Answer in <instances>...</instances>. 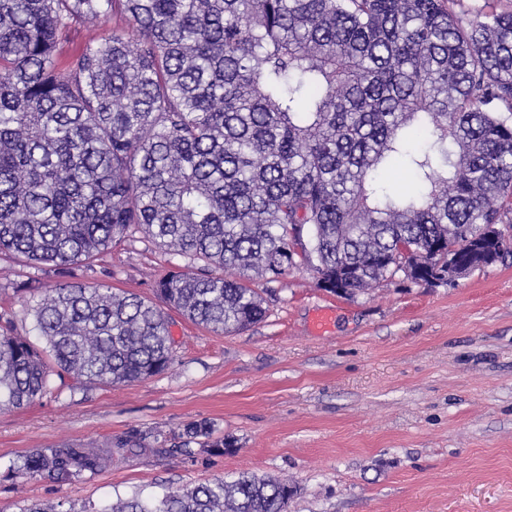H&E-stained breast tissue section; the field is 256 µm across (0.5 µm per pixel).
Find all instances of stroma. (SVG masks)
<instances>
[{"instance_id": "1", "label": "stroma", "mask_w": 512, "mask_h": 512, "mask_svg": "<svg viewBox=\"0 0 512 512\" xmlns=\"http://www.w3.org/2000/svg\"><path fill=\"white\" fill-rule=\"evenodd\" d=\"M181 264L139 234L69 278L151 299ZM63 279L0 254V326L33 336L27 285ZM264 299L265 318L228 336L168 310L173 360L148 380L55 378L31 404L0 410V512L34 501L98 512L242 471L296 484L289 512H512V262L352 298L292 268ZM324 311L332 322L320 331ZM201 422L233 450L181 452ZM126 436L145 450L80 481L11 475L32 449Z\"/></svg>"}]
</instances>
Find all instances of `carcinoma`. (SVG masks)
<instances>
[{"instance_id":"1","label":"carcinoma","mask_w":512,"mask_h":512,"mask_svg":"<svg viewBox=\"0 0 512 512\" xmlns=\"http://www.w3.org/2000/svg\"><path fill=\"white\" fill-rule=\"evenodd\" d=\"M460 0H0V253L61 274L139 232L187 263L155 285L216 333L266 316L291 267L344 295L430 275L512 225V9ZM117 21L61 63L73 22ZM403 168L391 191L379 175ZM41 349L0 333V409L51 377L128 384L172 362L165 312L105 284L27 287ZM186 435L222 454L210 426ZM65 441L15 477L73 482L144 448ZM242 472L102 512H288Z\"/></svg>"}]
</instances>
